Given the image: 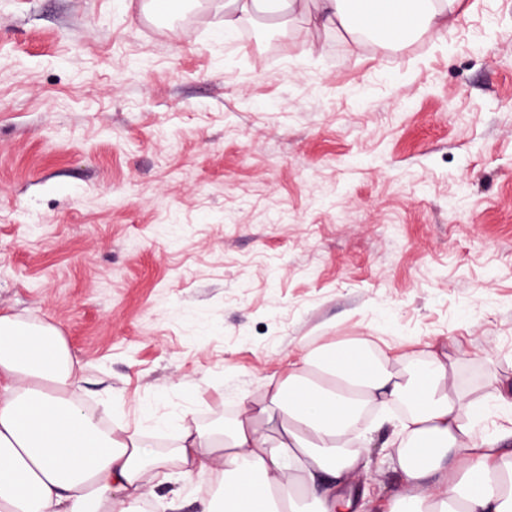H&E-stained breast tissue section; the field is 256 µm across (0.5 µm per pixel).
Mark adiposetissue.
Wrapping results in <instances>:
<instances>
[{"instance_id": "adipose-tissue-1", "label": "adipose tissue", "mask_w": 512, "mask_h": 512, "mask_svg": "<svg viewBox=\"0 0 512 512\" xmlns=\"http://www.w3.org/2000/svg\"><path fill=\"white\" fill-rule=\"evenodd\" d=\"M460 2L224 0V28L253 13L310 11L397 49L444 37ZM86 369L52 323L0 314V512H143L157 487L214 472L222 486L201 512H336L338 490L361 465L352 443L364 408L398 402L408 413L394 458L407 488L387 512H512V427L477 433L492 407L452 390L435 352L400 372L358 345L314 348L264 401L220 430L184 424L164 454L80 407Z\"/></svg>"}]
</instances>
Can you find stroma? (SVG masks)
I'll return each mask as SVG.
<instances>
[{"label": "stroma", "instance_id": "1", "mask_svg": "<svg viewBox=\"0 0 512 512\" xmlns=\"http://www.w3.org/2000/svg\"><path fill=\"white\" fill-rule=\"evenodd\" d=\"M142 6L0 0V313L62 332L82 405L160 452L324 344L512 384V0L398 51ZM399 422L367 420L354 512L401 492Z\"/></svg>", "mask_w": 512, "mask_h": 512}]
</instances>
